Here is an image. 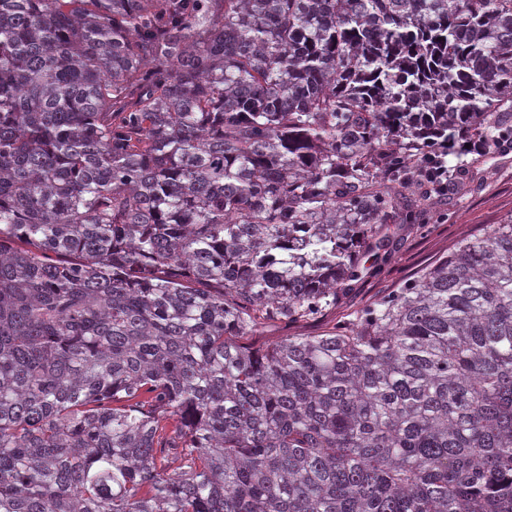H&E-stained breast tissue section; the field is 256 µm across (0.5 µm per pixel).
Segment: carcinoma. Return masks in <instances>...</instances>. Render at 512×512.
Segmentation results:
<instances>
[{
    "instance_id": "1",
    "label": "carcinoma",
    "mask_w": 512,
    "mask_h": 512,
    "mask_svg": "<svg viewBox=\"0 0 512 512\" xmlns=\"http://www.w3.org/2000/svg\"><path fill=\"white\" fill-rule=\"evenodd\" d=\"M504 139L512 0H0V512H512V219L244 342ZM355 309L348 302H342L336 307V310L329 312L319 322L300 323L293 327L288 333L297 336H310L324 331H328L334 327L336 322L348 319V315Z\"/></svg>"
}]
</instances>
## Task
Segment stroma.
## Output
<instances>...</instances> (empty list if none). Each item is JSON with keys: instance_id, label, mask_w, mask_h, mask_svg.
Masks as SVG:
<instances>
[{"instance_id": "35a3bbf8", "label": "stroma", "mask_w": 512, "mask_h": 512, "mask_svg": "<svg viewBox=\"0 0 512 512\" xmlns=\"http://www.w3.org/2000/svg\"><path fill=\"white\" fill-rule=\"evenodd\" d=\"M480 167L486 175L484 182L456 199L446 218H434L428 232L409 234L390 225L391 235L400 241L395 256L379 279L359 284L355 292L358 301H374L410 280L446 255L463 233L479 234L512 218V153H495L482 159Z\"/></svg>"}]
</instances>
